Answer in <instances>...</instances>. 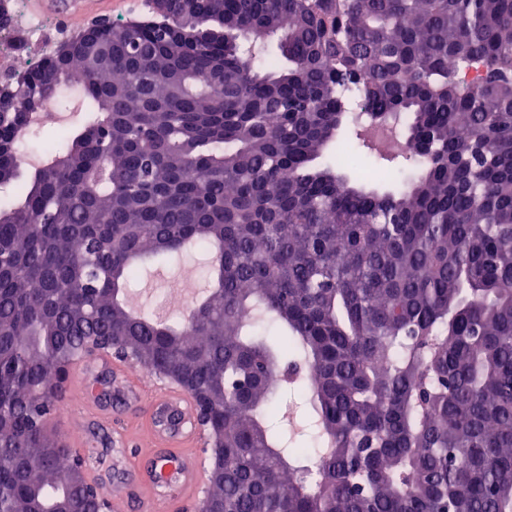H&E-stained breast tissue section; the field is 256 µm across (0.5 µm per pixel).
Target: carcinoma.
Masks as SVG:
<instances>
[{
    "label": "carcinoma",
    "instance_id": "obj_1",
    "mask_svg": "<svg viewBox=\"0 0 512 512\" xmlns=\"http://www.w3.org/2000/svg\"><path fill=\"white\" fill-rule=\"evenodd\" d=\"M188 7L29 65L0 118V512H112L44 431L99 335L205 409L197 512H512V0ZM67 87L95 118L22 163ZM367 116L404 119L406 179L342 148ZM195 246L204 298L134 311ZM290 383L314 449L273 429ZM181 265L180 267H175ZM209 267L208 252L201 248H193L179 264H158L148 261L143 266L139 280L131 288L128 298L134 296L138 307H149L158 304L156 297L150 304V296L155 288H159L179 275H189L197 282L198 291L191 297L199 301L205 292V283L208 284L207 271ZM190 297V298H191ZM189 298V299H190Z\"/></svg>",
    "mask_w": 512,
    "mask_h": 512
}]
</instances>
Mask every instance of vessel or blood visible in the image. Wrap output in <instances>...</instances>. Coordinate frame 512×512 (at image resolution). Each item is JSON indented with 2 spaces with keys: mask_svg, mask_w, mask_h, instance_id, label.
<instances>
[{
  "mask_svg": "<svg viewBox=\"0 0 512 512\" xmlns=\"http://www.w3.org/2000/svg\"><path fill=\"white\" fill-rule=\"evenodd\" d=\"M104 0H55L53 7L69 17L79 19ZM143 427L146 438L141 446L149 456L143 481V494L131 499L128 490L113 485L107 495L115 512H156L160 501L196 496L201 477V460L197 450L199 429L195 404L182 389L162 385L154 389L147 406Z\"/></svg>",
  "mask_w": 512,
  "mask_h": 512,
  "instance_id": "obj_1",
  "label": "vessel or blood"
}]
</instances>
